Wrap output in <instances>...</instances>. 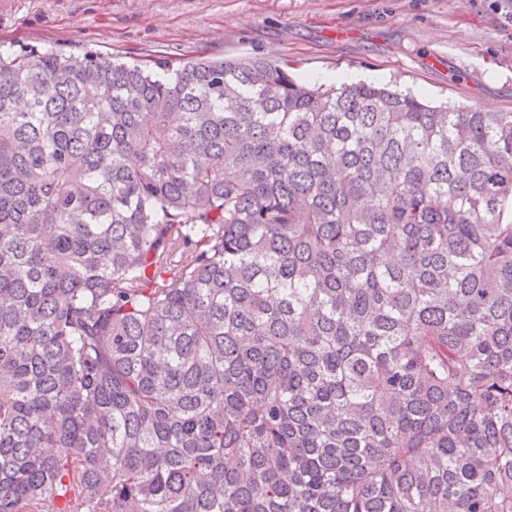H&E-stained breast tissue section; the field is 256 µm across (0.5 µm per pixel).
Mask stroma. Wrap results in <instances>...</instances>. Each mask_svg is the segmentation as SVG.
<instances>
[{
  "label": "stroma",
  "instance_id": "35a3bbf8",
  "mask_svg": "<svg viewBox=\"0 0 512 512\" xmlns=\"http://www.w3.org/2000/svg\"><path fill=\"white\" fill-rule=\"evenodd\" d=\"M0 41L117 59L267 56L512 112V0H0Z\"/></svg>",
  "mask_w": 512,
  "mask_h": 512
}]
</instances>
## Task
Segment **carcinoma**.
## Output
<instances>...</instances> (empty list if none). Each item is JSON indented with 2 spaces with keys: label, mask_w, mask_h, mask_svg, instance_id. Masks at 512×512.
<instances>
[{
  "label": "carcinoma",
  "mask_w": 512,
  "mask_h": 512,
  "mask_svg": "<svg viewBox=\"0 0 512 512\" xmlns=\"http://www.w3.org/2000/svg\"><path fill=\"white\" fill-rule=\"evenodd\" d=\"M0 512H512V112L0 43Z\"/></svg>",
  "instance_id": "carcinoma-1"
}]
</instances>
